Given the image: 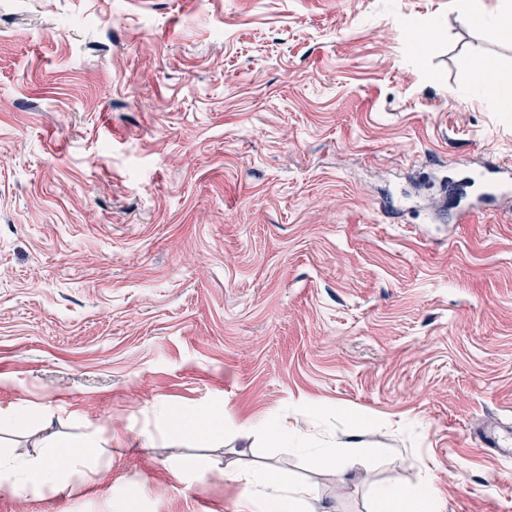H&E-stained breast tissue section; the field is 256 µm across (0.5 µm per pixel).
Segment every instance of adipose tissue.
Returning <instances> with one entry per match:
<instances>
[{
	"label": "adipose tissue",
	"instance_id": "ef3b65f1",
	"mask_svg": "<svg viewBox=\"0 0 512 512\" xmlns=\"http://www.w3.org/2000/svg\"><path fill=\"white\" fill-rule=\"evenodd\" d=\"M472 85L499 102H512V76L498 70L490 59L481 60L471 76ZM160 417L164 424L188 438L210 439L224 434V412L214 409L198 415L189 412L162 410ZM262 429L283 447L298 451L312 452L317 462L336 467L346 472L354 465L351 453L337 448H310L305 436L285 420L268 418L262 421ZM227 480L243 485L242 512H303L302 506L310 496L308 489L288 485L282 473L274 467L264 470L240 473L225 471ZM0 479L21 485L26 490L38 493L50 488L65 490L70 480L57 470L51 456L37 455L16 458L0 453ZM374 512H443L442 502L430 484H423L403 492L380 488L375 492Z\"/></svg>",
	"mask_w": 512,
	"mask_h": 512
}]
</instances>
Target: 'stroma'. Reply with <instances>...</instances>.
I'll return each instance as SVG.
<instances>
[{"label":"stroma","mask_w":512,"mask_h":512,"mask_svg":"<svg viewBox=\"0 0 512 512\" xmlns=\"http://www.w3.org/2000/svg\"><path fill=\"white\" fill-rule=\"evenodd\" d=\"M461 0H0V430L100 439L62 493L0 512H240L220 469L275 466L305 512L431 483L512 512V192L469 223L473 172L512 171V26ZM434 37L424 52L414 41ZM223 409L224 435L161 407ZM281 417L350 475L243 426ZM471 84L504 104L512 102V76L498 70L491 59L481 60L471 75ZM38 421V422H37ZM46 422V415L36 408L29 409H1L0 410V428L4 427H23L35 423ZM159 416L167 427L182 433L184 437L210 439L224 435L223 409H213L202 415L164 409ZM479 438L487 448H494L503 458L510 459L512 448H508L511 439V427H487L479 432Z\"/></svg>","instance_id":"stroma-1"}]
</instances>
